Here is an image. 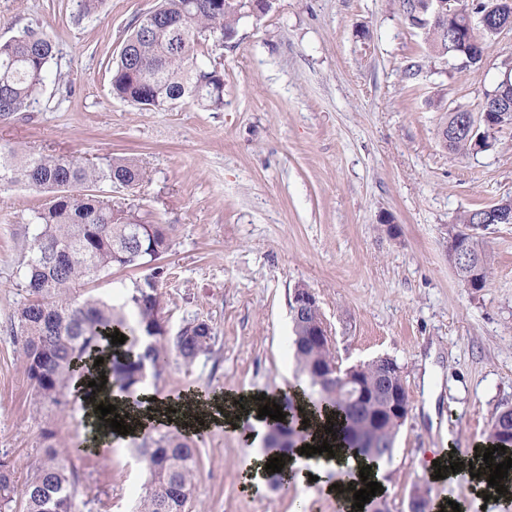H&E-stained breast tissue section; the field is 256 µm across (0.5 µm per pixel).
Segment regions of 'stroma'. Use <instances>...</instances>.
<instances>
[{
  "instance_id": "obj_1",
  "label": "stroma",
  "mask_w": 512,
  "mask_h": 512,
  "mask_svg": "<svg viewBox=\"0 0 512 512\" xmlns=\"http://www.w3.org/2000/svg\"><path fill=\"white\" fill-rule=\"evenodd\" d=\"M156 4L103 0L85 17L79 0H0V40L45 27L63 75L30 111L0 120V145L136 159L144 182L103 196L169 232L159 261L168 336L194 319L213 329L210 353L190 364L172 356L151 381L156 394L286 391L297 376L290 303L302 283L342 366L388 356L402 368L411 411L383 464L388 512H408L418 487L435 502L463 500L465 512H512V501L428 478L435 449L469 452L512 408V224L472 229L493 260L485 287L465 286L448 261L459 211L512 198V126L466 157L439 135L449 112L476 109L512 66V33L472 67L427 58L396 0H274L212 51L223 111L185 100L149 112L113 97L111 78L132 25ZM413 58L423 67L409 82L402 70ZM44 204L27 187H0V457L24 480L43 431L54 430L85 449L65 461L74 512H133L147 472L132 443L89 448L80 401L40 403L10 333ZM192 443L200 473L185 512H294L299 500L306 512L337 510L310 484L248 489L241 435L216 430Z\"/></svg>"
}]
</instances>
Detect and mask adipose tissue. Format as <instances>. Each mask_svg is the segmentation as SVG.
Masks as SVG:
<instances>
[{
  "label": "adipose tissue",
  "mask_w": 512,
  "mask_h": 512,
  "mask_svg": "<svg viewBox=\"0 0 512 512\" xmlns=\"http://www.w3.org/2000/svg\"><path fill=\"white\" fill-rule=\"evenodd\" d=\"M149 406L130 411L124 397L113 394L109 388L97 387L94 394L82 398V415L94 444L111 442L114 433L109 422L103 421L98 410L99 405L112 404L117 414L123 415L129 436H138L144 428L153 422H168L172 427L185 434H197L205 430L221 428L229 432L241 429L244 422H251L255 430L250 439L251 444H259L262 434L266 431L268 421L258 415L259 402L255 392L231 394L215 393L209 398L199 399L186 396L170 406H160L153 398L152 391H145ZM285 466L296 473L297 481H305L308 476L324 477L327 471L360 472L362 467H369L370 479L382 482L383 472L379 465H367L364 459L350 456L344 449H336L334 454L301 455L299 450H292L283 457Z\"/></svg>",
  "instance_id": "1"
}]
</instances>
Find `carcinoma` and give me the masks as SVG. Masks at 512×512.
<instances>
[{
	"label": "carcinoma",
	"instance_id": "cac0c4a2",
	"mask_svg": "<svg viewBox=\"0 0 512 512\" xmlns=\"http://www.w3.org/2000/svg\"><path fill=\"white\" fill-rule=\"evenodd\" d=\"M399 11L419 28L428 54L435 58L470 57L482 62L469 41L453 37L433 23L430 0H397ZM247 8H224V0H159L140 16L112 71V95L141 109L164 112L189 99L208 110L224 108V71L212 64L204 48L234 40ZM56 44L44 31L26 28L0 41V118L27 112L38 101L50 78ZM492 127L479 126L470 137L447 145L459 154L491 147ZM144 171L130 158H106L85 165L73 156H53L0 145V184L24 185L47 196L37 211L40 233L26 264V302L16 311L13 335L20 346L25 374L40 400L56 408L66 404L85 361L111 347L119 349L111 368L112 389L135 405L147 387L142 364L160 374L171 352L186 363L212 349L210 325L194 319L172 339L160 316L157 275L152 271L134 285L130 298L114 304L85 295L81 286L114 267H152L169 248L161 224L144 226L124 206L88 192L90 188L122 183L137 186ZM474 265L471 273L487 280L491 256L475 235L466 238ZM65 253L57 255V250ZM126 336L112 344L109 335ZM292 347L307 397L317 409L335 413L349 450L374 461L392 456L399 429L366 426L362 408L339 388V378L326 372L334 352L293 327ZM512 426V409L499 413L487 441L509 446L512 440L500 428ZM56 434L44 431L48 444L34 471L18 483L6 457H0V503L20 501V512H72L76 487L63 462L70 449L52 443ZM267 451L288 450V424L272 425ZM148 472L136 512H185L198 476L197 449L180 432L146 433L137 445Z\"/></svg>",
	"mask_w": 512,
	"mask_h": 512
}]
</instances>
